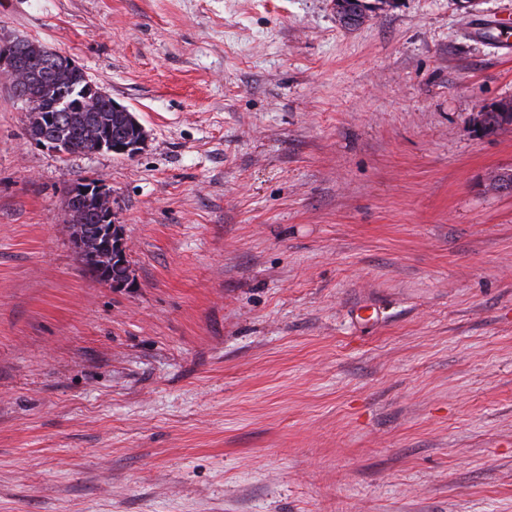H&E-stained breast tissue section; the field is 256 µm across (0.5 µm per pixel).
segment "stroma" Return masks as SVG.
I'll return each instance as SVG.
<instances>
[{"label":"stroma","instance_id":"stroma-1","mask_svg":"<svg viewBox=\"0 0 512 512\" xmlns=\"http://www.w3.org/2000/svg\"><path fill=\"white\" fill-rule=\"evenodd\" d=\"M149 133L0 78V512H512V0H0ZM99 178L134 273H87ZM24 38L4 39L0 42V76L1 78H8L12 87L19 93L21 88L24 91V96L27 97V112L32 120H40V113L52 117L51 123H46L45 126L35 125L29 122L27 133L30 139L40 138L49 133H58L62 135L68 145V155H82L86 154L90 149L92 153L107 152L116 156L133 157L142 149L148 140V133L139 121L133 118V123L136 128V137L131 144H127L130 138L125 140H118L127 135V122L126 117L121 112H130L128 108L117 103L105 91L97 88L94 83H89L85 89V95L80 104H91L98 100L95 110H86L82 106L74 107L78 102L73 103L69 95L63 92L58 98L57 94L65 89L66 91H74L78 94L86 87V73L83 68L75 66L72 59H65V55L51 49L44 45L40 54L27 62H22L18 59L15 50L19 43H22ZM44 62L49 65L51 63L69 64L72 69L66 66L60 72L46 71L39 72L37 76L31 77L28 81L20 87V84L25 80L24 74L21 69H30L36 71L37 68H31V63ZM88 78V77H87ZM93 94V95H91ZM25 97H21L22 101H26ZM110 99L111 103L104 99ZM33 101L37 103L40 109ZM73 108L70 112H68ZM112 109H114L113 112ZM101 126V135L106 140H112L111 143L104 141L94 143L88 139V134L85 132L89 126ZM116 140H113V139ZM38 144L48 146L60 154H66L64 145L60 140L42 137ZM94 146V147H93ZM93 181L95 179L83 178L69 187L66 199V222L72 224L73 227L79 226L81 229L84 228V232L90 238L97 236L99 230L97 224L103 226L98 233V239L88 240L86 237H83L79 228H75L73 238L77 246L76 249L80 254L94 250L92 251V256L95 263L85 266L89 274L95 278L106 280L104 272L108 273V268L112 267L113 264L118 263L116 267L128 266L126 263L127 241L121 225L111 224V221H109L112 220V215H106V222L109 221L108 224H101L104 215H100L98 212L94 196H85L78 191V188L83 186L84 183ZM124 271L125 268L114 269L112 267L111 273L118 276ZM106 282L117 290L126 288L131 282L129 268L123 276L116 280L108 279Z\"/></svg>","mask_w":512,"mask_h":512}]
</instances>
